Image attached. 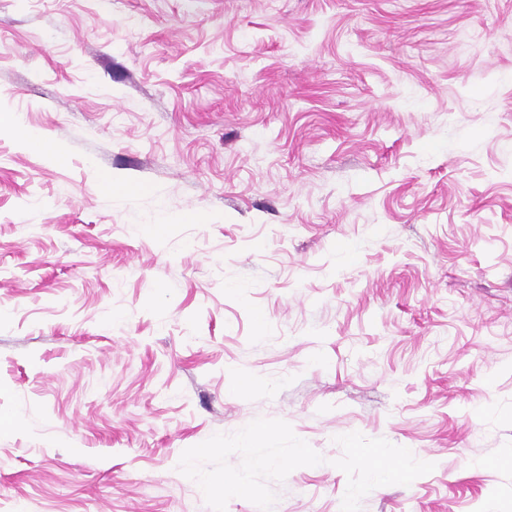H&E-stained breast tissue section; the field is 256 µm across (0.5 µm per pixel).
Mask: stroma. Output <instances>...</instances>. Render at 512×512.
Listing matches in <instances>:
<instances>
[{"mask_svg":"<svg viewBox=\"0 0 512 512\" xmlns=\"http://www.w3.org/2000/svg\"><path fill=\"white\" fill-rule=\"evenodd\" d=\"M257 418L272 512L352 432L435 465L361 512H512V0H0V512H211Z\"/></svg>","mask_w":512,"mask_h":512,"instance_id":"obj_1","label":"stroma"}]
</instances>
